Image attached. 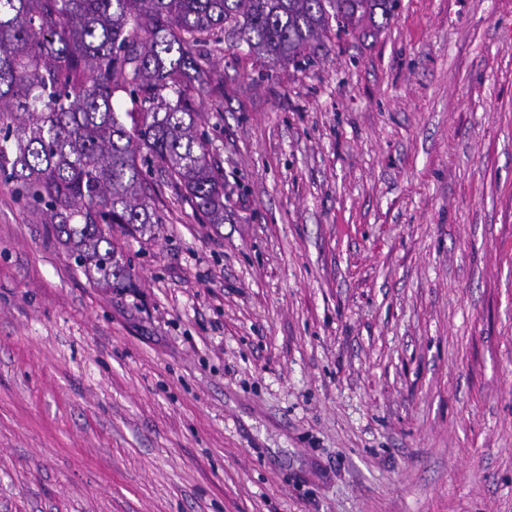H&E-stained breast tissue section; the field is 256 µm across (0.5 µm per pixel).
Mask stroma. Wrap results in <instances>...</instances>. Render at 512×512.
Returning <instances> with one entry per match:
<instances>
[{
	"label": "stroma",
	"instance_id": "stroma-1",
	"mask_svg": "<svg viewBox=\"0 0 512 512\" xmlns=\"http://www.w3.org/2000/svg\"><path fill=\"white\" fill-rule=\"evenodd\" d=\"M193 107L111 290L0 184V512H512V0H399Z\"/></svg>",
	"mask_w": 512,
	"mask_h": 512
}]
</instances>
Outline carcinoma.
Instances as JSON below:
<instances>
[{"mask_svg":"<svg viewBox=\"0 0 512 512\" xmlns=\"http://www.w3.org/2000/svg\"><path fill=\"white\" fill-rule=\"evenodd\" d=\"M395 2L0 0V177L93 282L129 288L112 232L161 223L151 184L224 223V179L192 108L213 82L202 46L223 35L284 66ZM118 89L141 105L130 127Z\"/></svg>","mask_w":512,"mask_h":512,"instance_id":"1","label":"carcinoma"}]
</instances>
